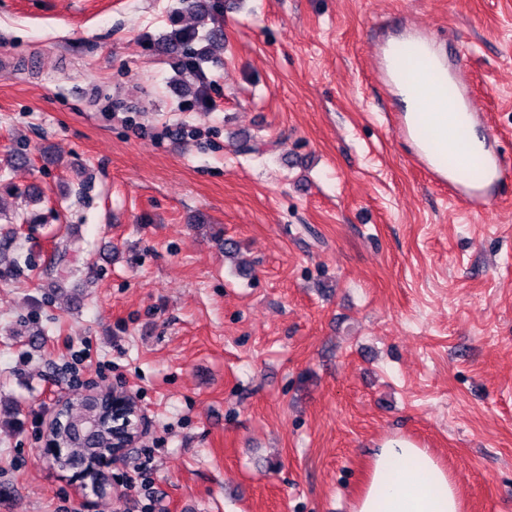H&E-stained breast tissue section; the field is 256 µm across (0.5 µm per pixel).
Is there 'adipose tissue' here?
I'll return each mask as SVG.
<instances>
[{
	"instance_id": "adipose-tissue-1",
	"label": "adipose tissue",
	"mask_w": 512,
	"mask_h": 512,
	"mask_svg": "<svg viewBox=\"0 0 512 512\" xmlns=\"http://www.w3.org/2000/svg\"><path fill=\"white\" fill-rule=\"evenodd\" d=\"M396 90L418 121L447 120V113L426 111L423 100L427 91L446 96L440 74L412 71ZM353 512H462V502L456 481L436 457L408 440L391 439L376 449Z\"/></svg>"
}]
</instances>
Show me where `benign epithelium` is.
<instances>
[{"label": "benign epithelium", "mask_w": 512, "mask_h": 512, "mask_svg": "<svg viewBox=\"0 0 512 512\" xmlns=\"http://www.w3.org/2000/svg\"><path fill=\"white\" fill-rule=\"evenodd\" d=\"M104 421L112 430V448L95 458L91 465L85 462L71 465L66 449L53 436V430L57 425V417L54 414L48 422L45 444L42 448L43 457L52 460L60 468L73 472V476L81 482L82 487L90 489L94 495L101 493V490L98 482L90 481L89 474L125 461L130 451L138 447L149 434L151 427L138 399L120 391L112 392V405L105 414Z\"/></svg>", "instance_id": "benign-epithelium-1"}]
</instances>
